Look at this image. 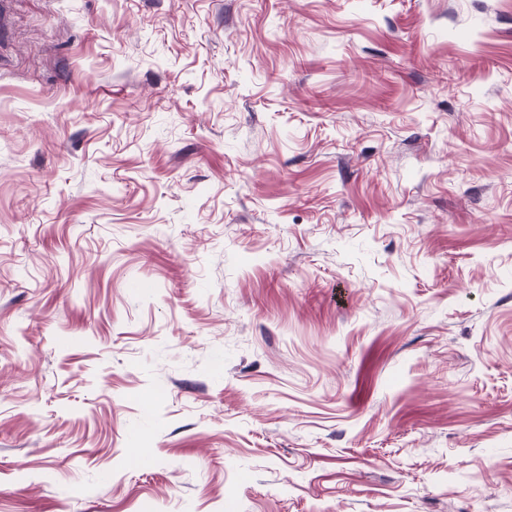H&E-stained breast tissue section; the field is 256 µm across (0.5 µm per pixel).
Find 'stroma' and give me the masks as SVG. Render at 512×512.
<instances>
[{
	"instance_id": "1",
	"label": "stroma",
	"mask_w": 512,
	"mask_h": 512,
	"mask_svg": "<svg viewBox=\"0 0 512 512\" xmlns=\"http://www.w3.org/2000/svg\"><path fill=\"white\" fill-rule=\"evenodd\" d=\"M0 512H512V0H0Z\"/></svg>"
}]
</instances>
